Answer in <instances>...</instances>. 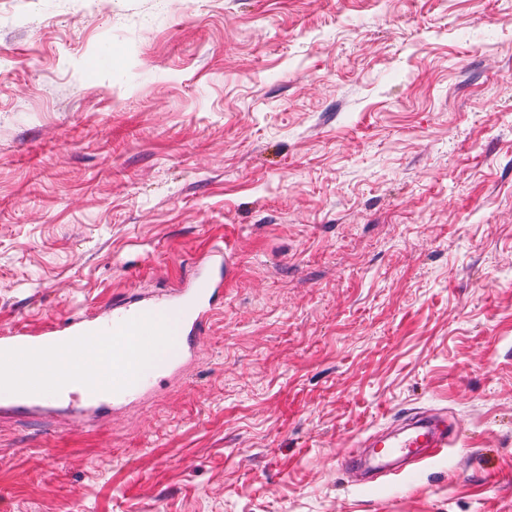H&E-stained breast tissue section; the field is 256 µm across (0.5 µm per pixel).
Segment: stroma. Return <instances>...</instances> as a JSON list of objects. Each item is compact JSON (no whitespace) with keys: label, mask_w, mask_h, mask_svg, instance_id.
<instances>
[{"label":"stroma","mask_w":512,"mask_h":512,"mask_svg":"<svg viewBox=\"0 0 512 512\" xmlns=\"http://www.w3.org/2000/svg\"><path fill=\"white\" fill-rule=\"evenodd\" d=\"M217 241L182 380L0 410V512H512V0H0V329ZM420 412L438 455L342 466Z\"/></svg>","instance_id":"stroma-1"}]
</instances>
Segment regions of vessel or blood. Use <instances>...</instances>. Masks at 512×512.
I'll return each mask as SVG.
<instances>
[{
    "instance_id": "b4317fda",
    "label": "vessel or blood",
    "mask_w": 512,
    "mask_h": 512,
    "mask_svg": "<svg viewBox=\"0 0 512 512\" xmlns=\"http://www.w3.org/2000/svg\"><path fill=\"white\" fill-rule=\"evenodd\" d=\"M233 263L223 246L209 249L205 268L184 288L165 299L130 298L113 303L101 319L89 315L68 318L47 331L24 329L0 333V361H25L58 343L91 354L111 374L104 384L89 383L82 376L58 377L41 372L38 381L0 398V407L21 414L48 415L68 411L89 419L117 411L150 391L153 370L141 368L143 358L172 338L181 341V358L172 365L181 370L198 358L200 334L224 302V283ZM378 446L394 455L425 459L448 445L447 430L429 418L382 436Z\"/></svg>"
}]
</instances>
